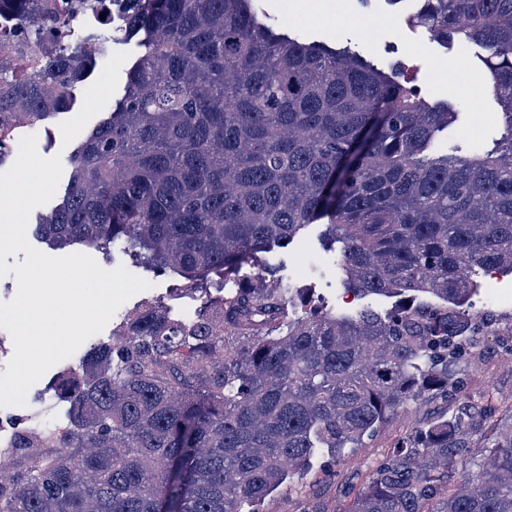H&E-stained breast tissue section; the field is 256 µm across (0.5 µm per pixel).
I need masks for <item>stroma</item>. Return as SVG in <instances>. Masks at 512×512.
<instances>
[{
    "label": "stroma",
    "instance_id": "stroma-1",
    "mask_svg": "<svg viewBox=\"0 0 512 512\" xmlns=\"http://www.w3.org/2000/svg\"><path fill=\"white\" fill-rule=\"evenodd\" d=\"M254 4L271 24L294 26L307 39L322 40L334 47L350 45L382 67L402 60L408 78L428 100L461 106L457 124L438 139L440 152L465 156L478 147L489 151L504 135L503 124L492 119L498 105L490 91L488 72L477 58L478 48H447L434 40L427 30L409 26L406 22L411 10L409 0H401L393 7L387 6L384 0H371L366 7L360 0H254ZM106 46L107 52L98 59L96 67L72 88L70 109L48 118L43 126L18 129V136H36L37 150L42 157L69 158L121 97L127 70L139 48L136 41L124 39L118 33L108 38ZM469 97L480 98L479 110L466 107L465 100ZM324 231V225H310L288 247L258 254L256 259L224 273L210 274L201 291L176 272L161 274L135 266L129 253L119 247L108 257L97 251L89 252L82 244L73 245L72 250L91 253L104 269L122 266L148 281L147 290L124 303L123 309L128 313L152 303L177 315L183 308L200 307L205 300L247 285L260 270L268 280L291 282V314L295 317L304 315L314 306L336 314H347L351 309L365 306L380 313L389 310L395 303L394 298L378 295L358 298L353 305H345L348 292L338 271L311 275L296 270V254L302 248L332 260L338 258V248L325 246ZM496 342V337H483L472 355L449 363L450 377L461 386L457 395L446 399L438 395L426 396L409 402L373 438L366 440L363 447L346 450L335 465L315 459L310 472L294 476L266 499L265 512H343L348 490L368 483L375 458L386 454L397 440L436 415L467 411L473 434L467 457L471 469H478L482 446L492 430H512V363L494 355ZM87 351V346H80L75 354L50 368L29 389L26 404L18 408V415L37 426L63 420L68 405L56 397L54 382L61 371L77 365ZM491 407L498 411L497 422L493 425L486 419V411Z\"/></svg>",
    "mask_w": 512,
    "mask_h": 512
}]
</instances>
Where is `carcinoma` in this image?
I'll use <instances>...</instances> for the list:
<instances>
[{
  "mask_svg": "<svg viewBox=\"0 0 512 512\" xmlns=\"http://www.w3.org/2000/svg\"><path fill=\"white\" fill-rule=\"evenodd\" d=\"M138 39L112 112L70 155L62 201L36 221L54 247L117 243L189 282L327 220L354 295L423 297L381 314L291 319L288 289L253 284L194 322L146 307L61 377L62 424L3 452L0 512H259L316 456L363 444L407 402L448 395L478 273L512 272V0H418L408 25L484 51L505 135L434 152L457 109L350 47L274 29L252 0H115ZM105 0H0V165L16 130L70 106L97 53L70 43ZM465 415L397 441L342 512H512V430L484 465Z\"/></svg>",
  "mask_w": 512,
  "mask_h": 512,
  "instance_id": "1",
  "label": "carcinoma"
}]
</instances>
